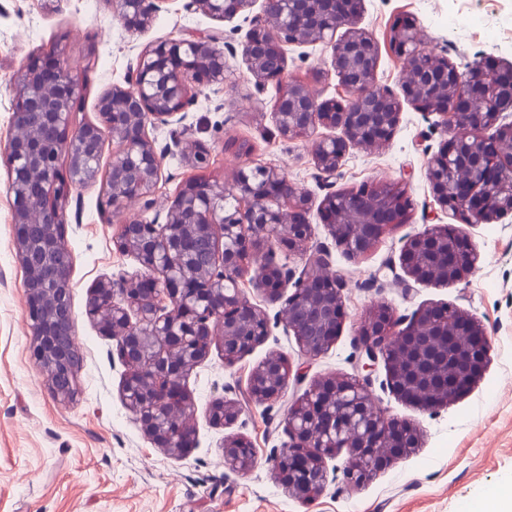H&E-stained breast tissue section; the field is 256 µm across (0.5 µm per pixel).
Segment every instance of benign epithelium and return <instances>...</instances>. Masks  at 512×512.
<instances>
[{
    "instance_id": "obj_1",
    "label": "benign epithelium",
    "mask_w": 512,
    "mask_h": 512,
    "mask_svg": "<svg viewBox=\"0 0 512 512\" xmlns=\"http://www.w3.org/2000/svg\"><path fill=\"white\" fill-rule=\"evenodd\" d=\"M161 0H107L127 28H148ZM254 0H188L186 8L226 21L252 7ZM361 0H263L241 42V54L255 84L283 86L286 43L331 44L336 73L348 92L343 102L320 101L303 84H288L274 101L281 136L294 138L317 125L342 130V136L316 142L318 178L336 176L352 146L388 137L398 126L402 102L421 112L438 103L440 126L449 138L431 157L427 179L439 213L468 224L489 223L512 214V109L502 104L500 74L474 66L466 72L443 58L434 64L417 27L396 28L394 49L403 57L400 92L376 85L378 47L353 27ZM344 36L336 38L340 28ZM215 34L192 39L168 38L143 48L125 85H114L96 100L99 121L69 123L80 93L78 77L60 54L38 65L21 67L10 84L15 93L12 134L6 162L13 197L14 243L24 266L27 316L34 336L32 358L43 369L56 396L73 398L81 369L75 337L70 278L73 256L64 242L66 207L71 190L98 182L104 133L112 134L113 152L102 194L119 210L129 203L151 206L149 196L161 172L162 155L148 128L180 123L199 86L224 83L227 59ZM495 128L487 136L485 131ZM455 167L468 169L460 184L448 182ZM237 205L228 210L224 199ZM310 197L297 190L276 167L241 168L229 188L192 179L177 193L166 222L126 219L114 244L132 254L141 270L131 278L98 282L88 301L93 317L103 319L127 367L123 396L153 442L174 457L194 445L186 416L185 375L205 359L214 344L224 361L240 360L269 335V319L250 303L238 282L253 261L257 290L275 300L283 289L282 323L302 353L314 359L336 342L346 319L345 283L332 272L330 253L306 264L299 274L259 254L266 235L302 251L312 235L305 214ZM336 245L351 256L365 254L380 238L405 222L407 200L387 187L362 186L328 193L321 202ZM207 239L208 257L192 258L184 232ZM463 229L435 224L411 236L401 255L402 270L416 281L448 284L468 278L478 254L465 244ZM362 376L335 377L314 383L286 412L288 445L275 458L282 484L294 497L315 498L328 481L326 460L341 448L349 460L342 470L348 484L365 481L381 464L418 445L417 429L389 417L371 390L370 373L379 363L387 385L403 400L434 410L463 394L486 366L490 338L485 328L454 307L419 311L404 328L382 307L373 309L359 333ZM292 370L272 355L253 368L247 397L257 404L279 401ZM238 402L215 400L209 419L229 427L239 419ZM224 463L245 472L256 463L244 439L224 443Z\"/></svg>"
}]
</instances>
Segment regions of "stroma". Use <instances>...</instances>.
<instances>
[{
  "label": "stroma",
  "mask_w": 512,
  "mask_h": 512,
  "mask_svg": "<svg viewBox=\"0 0 512 512\" xmlns=\"http://www.w3.org/2000/svg\"><path fill=\"white\" fill-rule=\"evenodd\" d=\"M186 2L163 0L150 27L132 31L114 17L106 0H0V151L12 132L10 76L28 59L53 48L87 66L81 109L72 119L94 122L98 95L125 83L145 45L218 32L223 45L235 47L261 11L256 5L221 22L186 10ZM405 20L415 21L428 49L459 71L478 63L512 64V0H363L356 26L378 45L380 87L399 88L402 59L392 38ZM90 50L95 53L91 63L86 60ZM284 53L286 81L310 86L322 100L347 99L330 45L288 44ZM227 62L223 85L202 87L185 125L151 130L164 152L152 208L113 212L97 184L71 192L65 240L73 254L72 328L82 367L69 401L54 395L30 356L25 272L13 239L9 172L0 160V512H476L489 492L512 489V215L466 225L479 255L477 270L466 280L446 286L414 281L409 289L400 288L394 275L401 270L407 238L437 222L426 170L447 139L439 114L404 104L389 140L350 147L328 188L316 178L312 145L330 136V129L319 126L300 137H282L273 117V89L256 86L241 55L228 56ZM195 141L208 150L210 179L228 186L239 168L271 165L308 192L310 247L330 248L333 267L345 282L347 318L330 350L307 358L280 321L281 302L258 291L251 276L240 279L246 298L265 311L269 336L231 365L220 346H212L187 373L195 446L177 459L154 444L127 408L118 345L88 315L87 305L99 281L139 271L136 259L114 245L118 226L135 216L164 223L167 203L198 174L182 156ZM369 182L404 191L409 216L369 252L352 258L336 247L318 207L328 191ZM444 304L487 331L491 352L481 378L465 395L426 411L387 388L386 370L378 368L372 391L384 412L418 429L417 448L358 485L336 476L348 457L339 452L327 461L330 475L319 496L302 502L289 494L274 469L275 457L288 443L289 404L318 379L354 374L359 327L374 307H384L405 324L420 310ZM273 354L285 357L301 379L290 382L275 405L251 402L248 377ZM218 398L241 404L233 426L210 422L209 408ZM239 436L257 454L256 466L247 472L224 463L225 441Z\"/></svg>",
  "instance_id": "1"
}]
</instances>
